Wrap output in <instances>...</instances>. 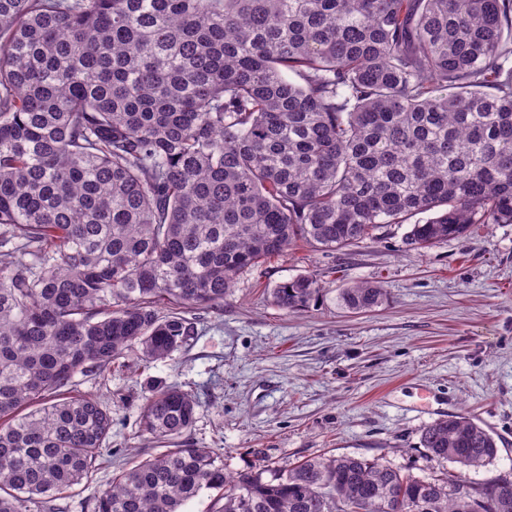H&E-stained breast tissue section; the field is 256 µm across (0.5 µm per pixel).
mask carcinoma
I'll return each mask as SVG.
<instances>
[{
    "instance_id": "cac0c4a2",
    "label": "carcinoma",
    "mask_w": 512,
    "mask_h": 512,
    "mask_svg": "<svg viewBox=\"0 0 512 512\" xmlns=\"http://www.w3.org/2000/svg\"><path fill=\"white\" fill-rule=\"evenodd\" d=\"M512 0H0V512L87 480L112 409L78 373L185 346L187 314L303 242L340 250L416 215L418 248L512 224ZM317 280L271 290L288 312ZM383 288L342 291L352 310ZM198 401L155 380L141 425L166 451L94 512H512V480L417 477L320 456L236 473L180 440ZM429 460L492 462L464 416ZM269 477H263V474Z\"/></svg>"
}]
</instances>
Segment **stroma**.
<instances>
[{
  "label": "stroma",
  "instance_id": "stroma-1",
  "mask_svg": "<svg viewBox=\"0 0 512 512\" xmlns=\"http://www.w3.org/2000/svg\"><path fill=\"white\" fill-rule=\"evenodd\" d=\"M408 230L388 224L343 250L288 248L241 274L223 308L197 311V336L168 358L146 364L133 350L125 370L76 374V392L112 409V460L56 499L57 512H93L119 469L159 453L139 425L153 380L196 395L185 438L231 472L323 454L378 458L419 477L454 472L420 445L428 424L453 414L498 443L469 480L512 478V224H480L421 250ZM299 276L318 279V298L279 309L271 289ZM364 282L386 302L348 311L340 291Z\"/></svg>",
  "mask_w": 512,
  "mask_h": 512
}]
</instances>
